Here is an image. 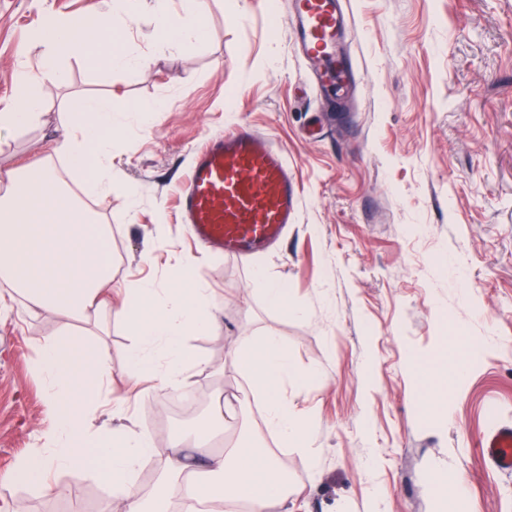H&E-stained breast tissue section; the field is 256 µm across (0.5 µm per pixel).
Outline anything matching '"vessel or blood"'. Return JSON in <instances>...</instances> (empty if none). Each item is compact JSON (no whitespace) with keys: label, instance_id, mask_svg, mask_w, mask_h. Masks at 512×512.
I'll use <instances>...</instances> for the list:
<instances>
[{"label":"vessel or blood","instance_id":"b4317fda","mask_svg":"<svg viewBox=\"0 0 512 512\" xmlns=\"http://www.w3.org/2000/svg\"><path fill=\"white\" fill-rule=\"evenodd\" d=\"M310 83L325 96L354 76L346 0H292L285 17ZM300 191L283 153L248 126L209 138L191 167L180 207L195 238L229 256L279 242L297 218ZM487 463L512 473V425L493 423L480 443Z\"/></svg>","mask_w":512,"mask_h":512}]
</instances>
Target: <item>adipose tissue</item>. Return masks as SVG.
I'll use <instances>...</instances> for the list:
<instances>
[{
    "label": "adipose tissue",
    "mask_w": 512,
    "mask_h": 512,
    "mask_svg": "<svg viewBox=\"0 0 512 512\" xmlns=\"http://www.w3.org/2000/svg\"><path fill=\"white\" fill-rule=\"evenodd\" d=\"M133 0H96L82 19L46 13L38 38L55 54L81 58L89 67L113 70L139 66L140 58L121 47ZM156 20L153 47L164 52L200 38L206 24L202 8L171 13L169 0H150ZM53 57L43 59L40 76L28 69L13 75L16 95L0 109V129H22L39 123V83L55 79ZM165 108L164 101L117 104L112 97L77 96L64 112L63 134L52 146L66 156L73 180L85 193H111L112 140L120 112L134 111L142 123ZM0 192V278L37 309L62 312L99 326L113 315L125 318L133 346L128 354L129 379L148 381L153 390L182 386L208 368L186 345L190 336L212 330L209 289L196 278L198 260L181 264L178 281L165 287L153 281L124 286L120 306L112 304L110 230L100 224L82 200L60 183L52 169L23 165L7 172ZM224 361L252 379V393L262 395L267 431L286 445L311 447L307 423L281 395V386L299 373L279 337L244 338L228 348ZM32 370L51 379L48 398L53 411L49 449L19 459L9 473L12 481L49 490L48 478L64 470L80 477L100 470L123 512H168L172 500L206 499L215 508L225 501L247 503L249 512H288L287 466L263 449L236 441L214 449L216 424L234 428L237 399L228 398L219 412L201 421L188 435L170 441L172 453L161 473L154 498L144 503L135 474L154 463L157 439L145 430L89 431L88 418L100 407L104 365L100 351L82 336L52 337L41 347Z\"/></svg>",
    "instance_id": "ef3b65f1"
}]
</instances>
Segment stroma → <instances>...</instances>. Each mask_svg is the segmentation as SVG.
<instances>
[{
    "label": "stroma",
    "instance_id": "35a3bbf8",
    "mask_svg": "<svg viewBox=\"0 0 512 512\" xmlns=\"http://www.w3.org/2000/svg\"><path fill=\"white\" fill-rule=\"evenodd\" d=\"M357 81L342 116L310 88L280 18L288 0H203L204 38L158 53L141 7L127 48L142 66L92 69L60 57L61 83L42 86L41 122L0 130V169L50 162L72 93L129 103L164 100L149 125L127 113L112 143L111 194L90 206L112 232L115 286L172 284L181 260L204 257L214 333L189 344L209 365L192 378V407L141 384L123 405L132 346L113 319L95 333L65 315L30 309L0 281V512H120L96 473H55L57 490L11 483L22 456L46 448L50 384L31 363L60 330L90 334L107 362L93 427L153 433L197 422L220 397L241 398L250 437L288 466L290 512H436L434 467L460 481L462 512H512V475L484 461L490 419L512 423V0H347ZM90 0H0V108L19 67L38 71L31 36L45 11L81 14ZM246 123L282 149L301 200L296 224L272 250L232 257L196 242L178 199L198 147ZM53 163V162H50ZM69 181L65 162L53 163ZM281 281L288 303L267 305L255 269ZM281 337L299 378L280 393L314 439L302 451L271 443L243 375L224 364L240 337ZM467 360L451 397L429 402L414 367Z\"/></svg>",
    "mask_w": 512,
    "mask_h": 512
}]
</instances>
